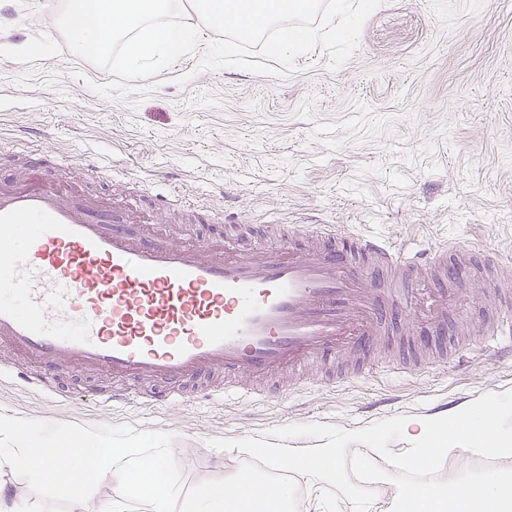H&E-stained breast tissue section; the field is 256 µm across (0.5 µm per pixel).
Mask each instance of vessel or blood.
<instances>
[{
  "label": "vessel or blood",
  "mask_w": 512,
  "mask_h": 512,
  "mask_svg": "<svg viewBox=\"0 0 512 512\" xmlns=\"http://www.w3.org/2000/svg\"><path fill=\"white\" fill-rule=\"evenodd\" d=\"M348 248L339 251L337 240ZM491 289L512 307V255L498 256ZM440 270L422 301L378 277ZM445 252L415 250L335 224H290L275 247L239 252L227 240L173 245L113 223L95 198L73 199L59 179L0 184V342L51 370L104 366L118 385L91 393L104 407L254 393L310 361L369 351L388 327L425 310L446 334Z\"/></svg>",
  "instance_id": "b4317fda"
}]
</instances>
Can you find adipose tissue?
Instances as JSON below:
<instances>
[{
	"label": "adipose tissue",
	"instance_id": "ef3b65f1",
	"mask_svg": "<svg viewBox=\"0 0 512 512\" xmlns=\"http://www.w3.org/2000/svg\"><path fill=\"white\" fill-rule=\"evenodd\" d=\"M172 4L173 0H76L67 25L79 31L74 40L78 52H100L116 35L134 27L147 15L167 11ZM509 412L512 399L493 396L474 413L459 417L453 427L445 417L436 414L397 418L390 424V431L408 438L415 447L397 461L388 457L386 449H372V459L380 463L373 474L374 482L396 483L397 468L401 465L426 470L443 459L462 461L486 454L511 458L512 427L502 425L503 416ZM261 454L268 460L283 461L307 472L318 483L353 495L359 503L358 512H369L370 498L348 481L339 465L343 451L336 445L285 449L274 444L262 449ZM400 495L401 504L412 506L414 512H503L504 506L512 504V490L492 474L484 477L472 495L451 503L438 496L417 493L411 487L401 488Z\"/></svg>",
	"mask_w": 512,
	"mask_h": 512
}]
</instances>
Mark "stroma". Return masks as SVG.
<instances>
[{
    "label": "stroma",
    "mask_w": 512,
    "mask_h": 512,
    "mask_svg": "<svg viewBox=\"0 0 512 512\" xmlns=\"http://www.w3.org/2000/svg\"><path fill=\"white\" fill-rule=\"evenodd\" d=\"M70 0H11L0 28V180L66 161L69 181L110 198L126 224L135 199L181 188L216 211L253 224L245 251L268 224H348L420 248H466L476 271L512 250V0H383L365 21L355 52L332 66L323 46L298 56L282 76L236 67L205 70L212 30L191 0H178L169 24L188 53L138 59L115 37L102 56L77 52L65 23ZM110 165L111 179L96 173ZM145 216L169 242L224 234L220 223L186 229L168 206ZM476 272L454 279L459 308L448 315V346L473 325L501 320L481 299ZM80 389L52 398L7 376L0 412L49 422L125 425L173 435L180 489L234 474L240 451L279 443L317 448L336 441L354 484L372 464L351 431L400 416L462 414L487 396L512 394V358L474 342L453 363L410 373L376 368L351 381L308 380L296 390L207 403L106 409L83 393L111 386L104 368L59 372ZM497 474L512 462L488 455L468 467L447 461L445 486Z\"/></svg>",
    "instance_id": "obj_1"
}]
</instances>
